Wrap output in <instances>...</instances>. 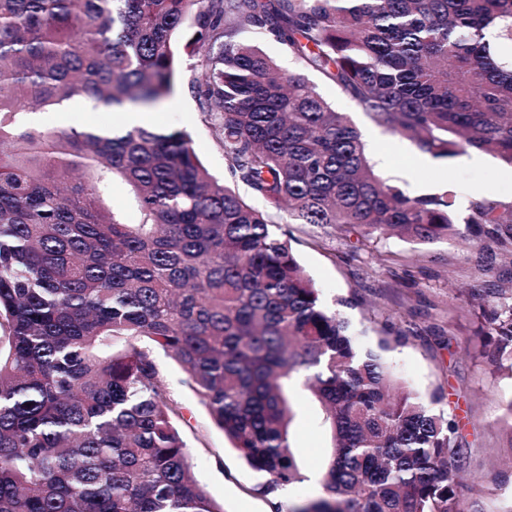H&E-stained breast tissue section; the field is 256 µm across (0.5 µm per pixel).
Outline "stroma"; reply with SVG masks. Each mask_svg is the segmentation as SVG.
Wrapping results in <instances>:
<instances>
[{
  "label": "stroma",
  "mask_w": 512,
  "mask_h": 512,
  "mask_svg": "<svg viewBox=\"0 0 512 512\" xmlns=\"http://www.w3.org/2000/svg\"><path fill=\"white\" fill-rule=\"evenodd\" d=\"M261 47L284 73H304L318 93L337 109L350 113L368 148L376 171L409 195L451 190L458 217L476 200V188L512 198V167L488 153L470 150L450 159L420 153L407 139L373 124L334 83L302 65L283 45L265 40ZM174 93L148 111L147 126L190 133L193 147L212 172L229 173L220 146L221 131L206 120L189 89L200 55L183 54ZM113 112L85 103L77 112L57 108L42 113L40 127H107ZM298 260L327 306L347 299L340 308L360 349L380 351L386 364L422 397L441 392V410L458 414L461 432L472 452V466L463 476L460 493L477 502L482 512H498L503 497L512 495V428L503 420L502 404L512 399V379L499 374L486 357L491 344L485 318L473 295L494 285L512 286V260L497 259L492 268L478 266L479 240L457 239L426 248L394 235L358 242L329 226L280 221ZM337 306V305H336ZM410 330L409 341L380 349L390 329ZM162 378L189 423L183 437L193 471L224 512H271L268 497L258 493L262 481L231 447L196 394L183 382L181 366L158 355ZM319 405L298 397L291 426V446L302 472L322 471L327 439L320 428Z\"/></svg>",
  "instance_id": "1"
}]
</instances>
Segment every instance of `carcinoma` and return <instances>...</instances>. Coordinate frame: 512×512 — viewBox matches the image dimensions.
I'll return each instance as SVG.
<instances>
[{
    "label": "carcinoma",
    "instance_id": "cac0c4a2",
    "mask_svg": "<svg viewBox=\"0 0 512 512\" xmlns=\"http://www.w3.org/2000/svg\"><path fill=\"white\" fill-rule=\"evenodd\" d=\"M196 29L199 110L233 180L189 135L151 127L51 131L20 120L86 98L156 109L177 37ZM288 49L418 151H486L512 166V0H0V512H224L196 478L182 407L156 351L265 495L304 480L290 443L299 377L330 440L324 495L290 512H482L456 416L361 351L277 232L326 225L427 247L462 235L453 194L381 177L350 117L245 38ZM116 179L136 223L112 209ZM490 265L512 257V201L463 218ZM479 299L491 364L512 372V303Z\"/></svg>",
    "mask_w": 512,
    "mask_h": 512
}]
</instances>
